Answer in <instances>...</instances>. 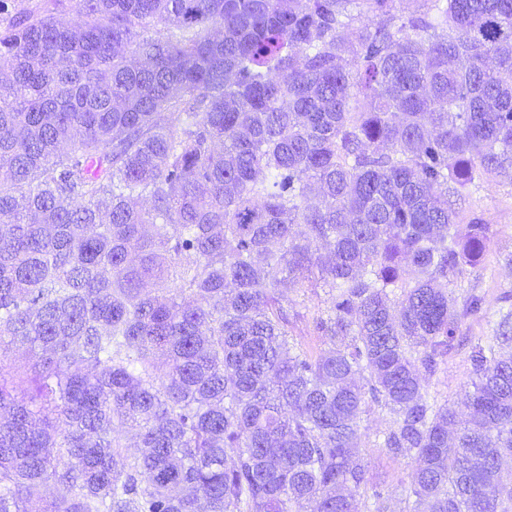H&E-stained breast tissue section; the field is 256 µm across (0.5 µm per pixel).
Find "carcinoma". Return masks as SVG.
I'll return each mask as SVG.
<instances>
[{"label":"carcinoma","instance_id":"obj_1","mask_svg":"<svg viewBox=\"0 0 512 512\" xmlns=\"http://www.w3.org/2000/svg\"><path fill=\"white\" fill-rule=\"evenodd\" d=\"M18 2L0 512H358L374 406L399 512H512V307L459 404L428 390L484 303L449 288L491 242L463 191L512 171V0ZM329 296L321 288L308 292L305 296L297 299L295 311L299 313L297 318L292 319L294 336L298 341L313 347L315 350L326 349L327 346L321 343L318 336L313 334V318L323 311L328 304Z\"/></svg>","mask_w":512,"mask_h":512}]
</instances>
